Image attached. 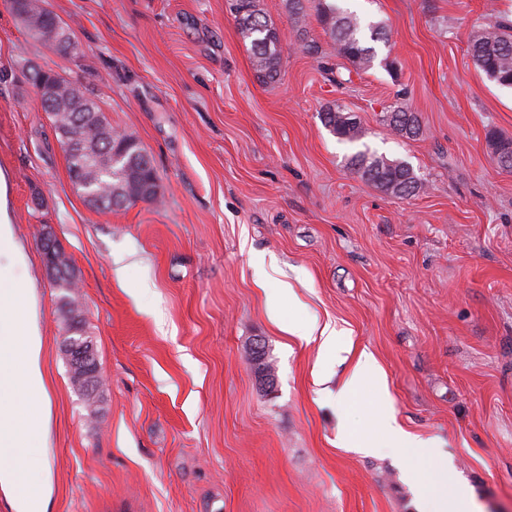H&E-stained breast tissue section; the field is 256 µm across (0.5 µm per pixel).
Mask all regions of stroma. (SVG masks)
<instances>
[{"mask_svg":"<svg viewBox=\"0 0 512 512\" xmlns=\"http://www.w3.org/2000/svg\"><path fill=\"white\" fill-rule=\"evenodd\" d=\"M230 0H50L79 52L30 37L0 0V172L14 238L36 293L48 394V512H417L385 448L383 409L441 441L484 512H512V170L488 130L512 137V88L470 55L512 0H351L385 23L366 70L300 50L285 0H260L281 40L277 82L261 81ZM49 68L96 95L114 129L151 155L159 204L90 208L28 77ZM357 116L370 152L407 162L424 187L401 199L348 166L356 145L322 122ZM415 112L419 136L381 122ZM52 225L79 278L105 382L88 415L62 351L57 290L39 243ZM275 259L285 320L333 321L372 352L389 399L363 387L337 410L315 379L319 342L280 330L252 258ZM125 266L117 277V266ZM146 294H138L140 280ZM265 343L266 390L248 359ZM380 442L336 445L340 425Z\"/></svg>","mask_w":512,"mask_h":512,"instance_id":"1","label":"stroma"}]
</instances>
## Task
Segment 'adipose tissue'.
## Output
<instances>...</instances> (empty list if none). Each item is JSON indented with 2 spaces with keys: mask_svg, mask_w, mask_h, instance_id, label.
Masks as SVG:
<instances>
[{
  "mask_svg": "<svg viewBox=\"0 0 512 512\" xmlns=\"http://www.w3.org/2000/svg\"><path fill=\"white\" fill-rule=\"evenodd\" d=\"M25 266L26 255L13 237L7 210L6 177L0 173V491L9 496L13 512H47L52 494L45 467L49 412L40 364L41 327ZM284 330L304 342L320 339L328 356L355 354L352 368L336 386L337 404L348 402L366 383L381 381L373 354L354 351L349 330L293 321ZM381 429L393 448L416 451L419 462L410 466L406 481L422 512H482L472 488L452 468L435 475L423 470V462L441 454L435 439L407 432L390 413Z\"/></svg>",
  "mask_w": 512,
  "mask_h": 512,
  "instance_id": "adipose-tissue-1",
  "label": "adipose tissue"
}]
</instances>
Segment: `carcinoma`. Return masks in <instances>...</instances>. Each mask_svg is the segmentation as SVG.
<instances>
[{
    "mask_svg": "<svg viewBox=\"0 0 512 512\" xmlns=\"http://www.w3.org/2000/svg\"><path fill=\"white\" fill-rule=\"evenodd\" d=\"M288 13L295 22L303 23L312 9L328 37L327 46L311 40L300 43L311 55L327 57L330 52L347 60L356 68H366L376 57L375 47L368 42L388 41V31L381 23L363 24L356 13L343 8L333 0H286ZM27 7L41 24L55 32L53 50L61 55L74 56L78 46L69 28L47 7L46 0H28ZM233 12L242 39L249 43L253 66L264 79L274 82L280 75V35L273 22L259 8V0H233ZM472 59L490 80L500 86H512V26L490 25L475 32L470 42ZM77 94L89 103L92 111L85 123L74 129L71 153L66 155L68 171L77 165L75 154L98 144L106 154V161L91 174L90 187L99 195L112 199L107 209L126 208L138 202L156 204L158 198L157 173L148 152L139 140L112 129L96 98L76 83L60 76L57 96L67 98ZM325 127L338 139L354 143L365 131L352 113L340 105L327 107L322 113ZM383 123L396 134L414 138L420 134V125L414 113L396 106L383 113ZM350 169L373 183L386 194L405 198L418 193L423 182L398 161L378 157L368 151H358L349 159ZM59 310L72 331L70 313L81 307L74 286L59 283Z\"/></svg>",
    "mask_w": 512,
    "mask_h": 512,
    "instance_id": "1",
    "label": "carcinoma"
}]
</instances>
